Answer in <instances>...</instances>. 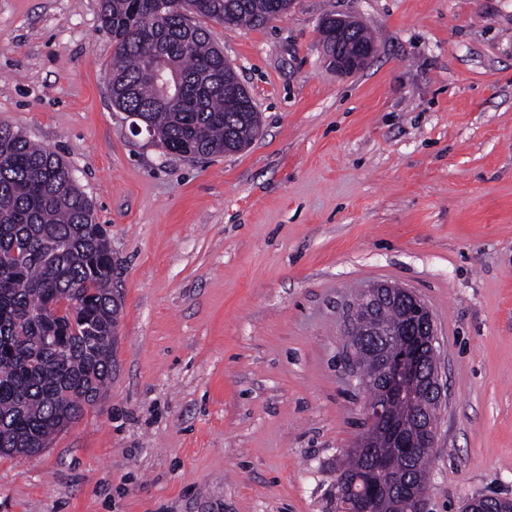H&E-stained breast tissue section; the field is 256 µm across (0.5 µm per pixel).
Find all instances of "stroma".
Wrapping results in <instances>:
<instances>
[{
	"label": "stroma",
	"instance_id": "obj_1",
	"mask_svg": "<svg viewBox=\"0 0 512 512\" xmlns=\"http://www.w3.org/2000/svg\"><path fill=\"white\" fill-rule=\"evenodd\" d=\"M98 0H0V123L56 151L104 224L116 370L40 454L0 455V512H336L366 428L346 354L368 286L414 291L443 400L429 512L512 497V0H293L207 22L261 125L188 160L107 94ZM349 15L376 48L328 64ZM326 26H330L331 34L336 36L335 41L329 40L324 43L329 64L342 73H353L364 67L373 53L372 40L364 28L359 26L356 30V21L347 16H333ZM353 32L361 44L351 45ZM367 43L371 44L372 48Z\"/></svg>",
	"mask_w": 512,
	"mask_h": 512
}]
</instances>
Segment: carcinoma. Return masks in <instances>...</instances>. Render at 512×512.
Segmentation results:
<instances>
[{
	"instance_id": "carcinoma-1",
	"label": "carcinoma",
	"mask_w": 512,
	"mask_h": 512,
	"mask_svg": "<svg viewBox=\"0 0 512 512\" xmlns=\"http://www.w3.org/2000/svg\"><path fill=\"white\" fill-rule=\"evenodd\" d=\"M292 0H100L111 36L107 90L119 112H140L166 152L194 159L248 145L259 112L239 78L224 77V51L199 19L260 27ZM162 60L177 104L165 102L151 72ZM112 248L91 200L53 150L0 124V454L35 455L95 405L112 380L120 306L113 297ZM406 309L388 302L377 316L390 331ZM369 381L380 362L354 350ZM430 448L401 453L377 436L369 454L352 450L331 497L381 483L375 512L399 505L406 485L426 481Z\"/></svg>"
}]
</instances>
